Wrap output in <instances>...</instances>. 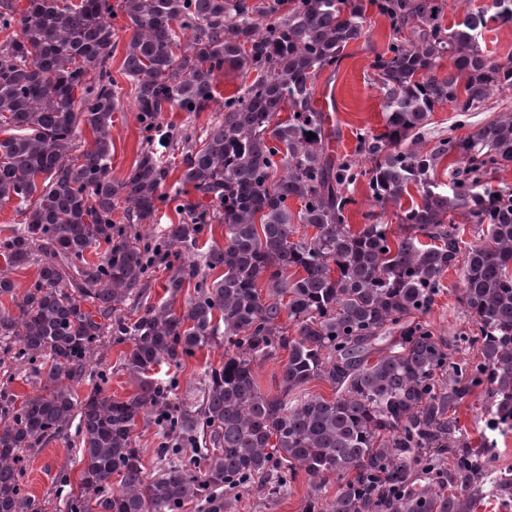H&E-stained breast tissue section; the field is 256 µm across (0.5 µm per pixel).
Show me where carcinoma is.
Listing matches in <instances>:
<instances>
[{
    "instance_id": "carcinoma-1",
    "label": "carcinoma",
    "mask_w": 512,
    "mask_h": 512,
    "mask_svg": "<svg viewBox=\"0 0 512 512\" xmlns=\"http://www.w3.org/2000/svg\"><path fill=\"white\" fill-rule=\"evenodd\" d=\"M447 5L28 0L19 11L0 0V33L9 32L0 44V206L15 203L21 217L0 239V298L13 305L0 301V347L39 384L23 398L0 387V512H38L25 453L73 425L80 482L74 489L60 475L64 512H181L195 500L226 512L244 491L280 497L301 472L315 489L302 512H474L487 496L512 495V469L490 464L496 444L472 447L456 417L482 388L487 407L512 419V194L483 179L512 164V110L464 137L451 128L424 144L436 107L466 116L512 89V56L493 58L480 43L490 25L512 24V0H491L450 27ZM373 8L390 28L371 63L385 125L358 137L362 166L331 153L339 129L315 104L314 83L339 68L349 44L369 40ZM120 14L130 35L119 74L143 147L116 180ZM446 57L453 69L442 74ZM224 69L254 79L187 142L181 176L165 192L172 168L151 144L173 132L160 115L204 111ZM83 125L94 140L78 154ZM446 158L443 187L435 174ZM362 179L382 208L416 187L420 200L397 215V234L376 222L351 229L350 187ZM187 186L202 201L186 205L180 223L155 225L159 206ZM457 215L478 243L464 240ZM215 220L224 244L202 251L200 235ZM299 224L315 235H298ZM30 266L37 278L19 294L8 272ZM158 266L168 297L153 304ZM451 268L461 270L460 303L477 327L464 338L474 360L455 361L420 320ZM189 287L179 313L173 303ZM129 301L138 302L135 318L124 312ZM101 336L132 344L120 363L134 388L125 400L76 392ZM220 337L224 363L201 373L198 398L172 401L171 383L152 371L179 367ZM283 351L279 388L264 393L253 365ZM312 380L328 382L335 397L300 394ZM141 426L159 439L152 477L137 445ZM332 478L340 489L324 501L316 489Z\"/></svg>"
}]
</instances>
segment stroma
Returning <instances> with one entry per match:
<instances>
[{
    "label": "stroma",
    "mask_w": 512,
    "mask_h": 512,
    "mask_svg": "<svg viewBox=\"0 0 512 512\" xmlns=\"http://www.w3.org/2000/svg\"><path fill=\"white\" fill-rule=\"evenodd\" d=\"M390 29L385 18L370 14L369 41L350 44L346 57L338 71H323L314 83V101L322 106L340 131L338 139L330 147L340 155H354L357 135L367 130L381 132L385 121L380 92L373 82L371 63L374 48L383 47ZM121 109L113 116L112 123V175L123 178L133 167L141 150L142 135L134 98L129 93L121 95ZM512 109V90L494 95L485 107L459 118L452 107L436 109L429 125L431 136L438 137L455 131L464 136L503 109ZM446 288L424 315L425 321L442 336L451 348L454 358L473 357L472 349L461 345L460 336L473 331L474 325L465 314L459 300L461 275L458 270H449L445 275ZM127 345L103 343L98 359L90 368L78 388L79 395H87L93 388H102L105 395L125 398L132 390L125 375L118 370L121 355L127 352ZM224 360V345L216 343L186 358L181 367L171 368L169 375L177 382L175 394L185 397L187 392L199 386L201 371L210 365H220ZM79 442L75 436L60 437L28 452L24 483L27 491L39 501L40 512H60V474L78 478ZM310 493L305 475H297L287 492L274 501H268L258 491H251L240 497L233 512H302V504Z\"/></svg>",
    "instance_id": "stroma-1"
}]
</instances>
